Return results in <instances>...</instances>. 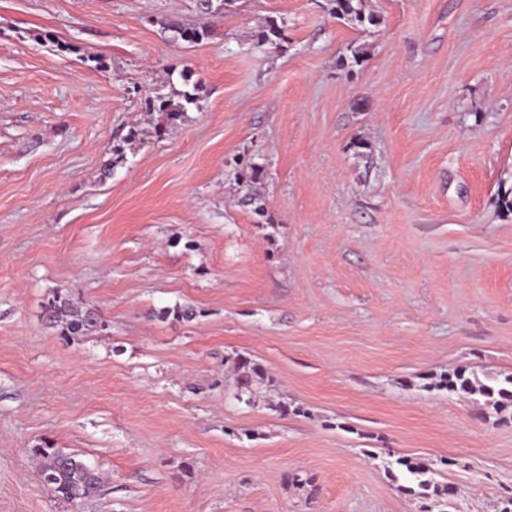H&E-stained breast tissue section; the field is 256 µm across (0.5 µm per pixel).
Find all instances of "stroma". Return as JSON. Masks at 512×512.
<instances>
[{"instance_id": "obj_1", "label": "stroma", "mask_w": 512, "mask_h": 512, "mask_svg": "<svg viewBox=\"0 0 512 512\" xmlns=\"http://www.w3.org/2000/svg\"><path fill=\"white\" fill-rule=\"evenodd\" d=\"M365 10L377 25L331 0H0V512L512 498V410L426 388L512 374V0ZM268 20L283 37L261 46ZM193 85L155 135L145 99ZM247 159L261 216L234 183ZM58 288L102 330L51 327ZM235 356L273 387L237 399ZM48 447L98 492L56 497ZM392 455L443 469L447 506L404 493ZM362 2L363 0H332L331 14L339 20L358 24L368 22L371 25H376L375 16H365Z\"/></svg>"}]
</instances>
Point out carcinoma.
I'll list each match as a JSON object with an SVG mask.
<instances>
[{"instance_id": "carcinoma-1", "label": "carcinoma", "mask_w": 512, "mask_h": 512, "mask_svg": "<svg viewBox=\"0 0 512 512\" xmlns=\"http://www.w3.org/2000/svg\"><path fill=\"white\" fill-rule=\"evenodd\" d=\"M331 14L339 20L363 24L365 22L375 25L377 20L373 15H365L363 0H332ZM282 36L281 28L274 22H269L259 32L257 44L274 45ZM180 101L157 96L147 101L151 111L166 113L167 119L175 121L182 116L186 106L196 102V94L188 90L178 94ZM262 175V167L251 161L243 162L237 171L236 179L242 187L252 188ZM99 316L97 310L89 307H80L74 304L70 295L59 289L54 292L48 304V319L51 326L60 329V334L69 337L88 336L93 333L94 324ZM234 367L237 372L235 386L236 397L251 390L256 380L267 378L265 369L248 360L246 357L235 358ZM429 388L447 391L449 393L475 395L484 397L497 412L512 407V374L501 378L492 377L486 383L475 384L463 370L445 372L431 384ZM44 462L40 474L52 478L49 484L51 491L65 501H76L94 494L100 486L101 476L98 471L88 465L77 455L64 453L54 448H44L40 451ZM391 477L403 479L400 488L419 497H428L430 494L448 492V488L439 486L430 476V469L421 462L407 458L395 460V466H387Z\"/></svg>"}]
</instances>
